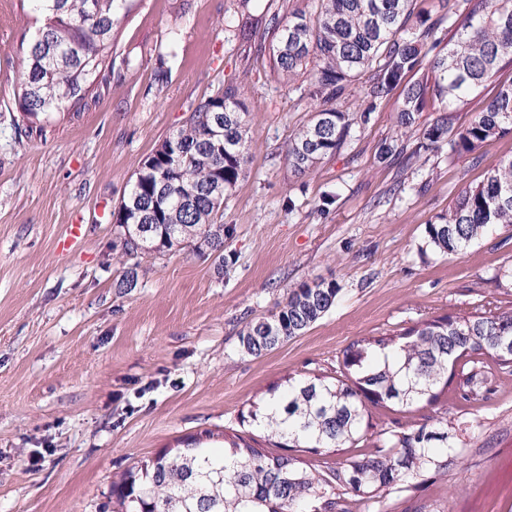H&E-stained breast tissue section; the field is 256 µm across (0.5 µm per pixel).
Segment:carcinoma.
<instances>
[{"label":"carcinoma","mask_w":512,"mask_h":512,"mask_svg":"<svg viewBox=\"0 0 512 512\" xmlns=\"http://www.w3.org/2000/svg\"><path fill=\"white\" fill-rule=\"evenodd\" d=\"M42 24L28 44L22 67V110L32 121L83 98L112 55V35L126 0H27ZM437 23L417 17L419 33L404 30L412 0H320L313 18L304 13L273 17L269 26L273 69L293 81L310 61L309 95L319 101L311 120L288 141L285 156L298 174L312 170L344 142L349 122L337 101L373 68L365 92L386 96L430 57L429 72L404 86L398 127L410 132L428 104L441 115L423 131L426 146L448 145L458 154L512 133V81L500 83L485 108L450 134L448 113L482 87L512 57V0H444ZM248 108L232 85L201 102L186 124L143 162L115 213L117 224H142L162 251L188 244L223 251L224 225L214 215L244 173L250 127ZM494 224H512V156L480 184L466 188L448 213L426 225V243L442 254L477 241ZM336 282L304 283L285 304L240 332V344L261 355L302 334L334 305ZM512 339V312L442 317L397 336L368 337L343 352L342 376L286 379L283 390L254 403L242 421L271 438L317 452L355 444L365 436L366 407L411 408L437 402L454 381L456 398L477 400L479 373H458L464 356L473 366L491 359L512 373V353L498 342ZM211 432L180 441L112 483L121 512H349L337 490L365 501L420 478L448 470L454 448L447 419L387 432L374 450L315 475L290 454L271 455L234 436L220 451Z\"/></svg>","instance_id":"cac0c4a2"}]
</instances>
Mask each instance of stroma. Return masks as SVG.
Wrapping results in <instances>:
<instances>
[{
    "label": "stroma",
    "mask_w": 512,
    "mask_h": 512,
    "mask_svg": "<svg viewBox=\"0 0 512 512\" xmlns=\"http://www.w3.org/2000/svg\"><path fill=\"white\" fill-rule=\"evenodd\" d=\"M317 0H127L94 89L28 124L19 69L40 21L0 0V512H113V481L161 448L204 431L266 433L242 412L286 377L342 371V353L441 317L512 311V226L456 254L425 246V226L512 156V133L457 156L424 146L438 116L397 126L398 91L348 89L349 133L311 171L288 166L289 137L317 108L311 73L273 71L268 23L314 15ZM249 109L246 173L215 221L222 255L191 249L122 257L113 222L144 160L225 85ZM399 162H380L383 141ZM84 227L78 241L69 225ZM137 266L136 287L119 282ZM336 282L335 305L305 332L255 356L239 342L301 284ZM489 399L396 411L368 406L357 445L311 453L318 473L370 453L380 431L443 417L457 447L447 472L394 492L378 512H512V374L486 361Z\"/></svg>",
    "instance_id": "35a3bbf8"
}]
</instances>
